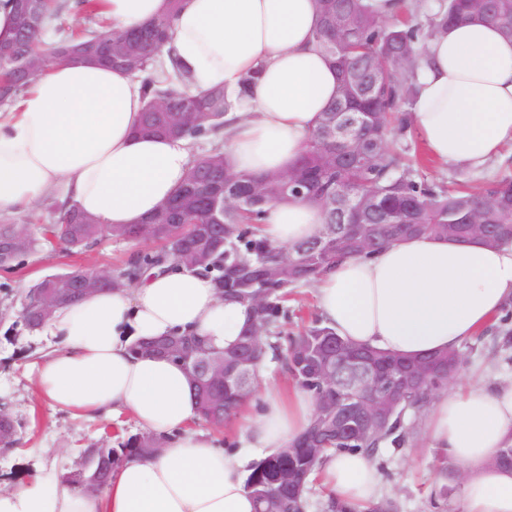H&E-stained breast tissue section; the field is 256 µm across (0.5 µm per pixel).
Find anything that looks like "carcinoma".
Segmentation results:
<instances>
[{
	"mask_svg": "<svg viewBox=\"0 0 512 512\" xmlns=\"http://www.w3.org/2000/svg\"><path fill=\"white\" fill-rule=\"evenodd\" d=\"M392 2L394 12L391 17L385 18L380 14L376 0H317L320 25L315 40L322 52L337 63L338 82H343L347 76L352 80L363 77V69L366 67L375 74L373 104L369 105L352 96L344 101V107L356 112L374 108L375 121L361 131V136L378 141V149L369 161L354 160L341 170L323 173V148L308 144L295 169V172L302 175L315 176L308 198L321 203L322 197L341 179L356 195L377 201L389 213L392 223L415 222L422 225L423 234L456 240L462 226L470 222V217L474 215L482 223L492 225L496 231L512 225V172H502L494 179L482 181L475 186L430 183L416 177L412 159L404 157L396 148L397 140L407 139L411 130V123L401 118V115L417 94L415 71L424 59L422 43L450 23L475 19L495 24L504 36L511 38L512 0H487L484 7L476 0H443L436 12L423 19L416 7L402 0ZM177 8V0H168V8L162 16L140 28L113 33L95 13L89 17L88 26L66 29L63 17L68 13L69 6L57 4L53 0H40L36 28L23 31L21 27H15L11 45L18 55H37L42 51V37L51 29L57 35L54 46L61 57L64 51L74 45L97 42L108 36L115 40L130 37L142 50V62L137 70L141 74L147 71L152 57L158 51L153 39L154 27L169 29ZM338 13L348 17V31L330 33L327 31L326 20ZM0 78L6 83L7 102L16 100L29 84L28 80L14 73V64L4 59H0ZM145 95L147 102L142 132L147 135H172L197 140L216 136L224 129V118L220 116L186 128L175 121L174 113L159 112L153 107L156 99L167 96L169 100L179 105L185 104L195 112L222 114L229 109L222 88H214L197 96H183L173 88H160L149 80L145 84ZM210 169L227 171L222 154L215 149L192 160L185 182L174 194L183 203V215L171 223L153 224V230L148 233L142 224L122 229L104 228L99 224H72L71 212L68 211L60 222L49 225L40 237L24 226L7 222L0 224V237L15 230L25 233L27 247L15 256L16 263L22 257L50 245L53 238L67 241L72 249L89 247L105 235L131 240L145 238L158 243V251L139 254L127 261L123 272L125 280L130 282L138 278L142 271L163 263L168 258V250L176 243L188 240L203 249L209 238L217 236L207 209L202 201L191 194L197 174ZM232 177L234 190L224 191V247L214 252L210 264L203 271L212 275L218 287L224 289L226 301L240 304L241 293L261 289L266 291V303L256 312V320L265 328V335L260 337L264 354H270L273 359L282 362L291 381L317 398L321 392L318 378L302 365L300 355L306 347H313L324 338H334L336 334L316 319L292 336L271 335V328L276 326L283 313L281 302L287 286L268 287L257 276L260 266L275 246L257 237L256 225L264 216L267 205L285 197V194L275 192L268 196L266 203L257 205L246 195L247 188L257 177L236 173ZM340 256V252L304 256L309 274L301 283H311ZM246 343V334L242 332L232 347L224 350L211 348L209 352L228 365L234 364L245 352ZM449 383L448 376L444 374L425 376L417 390L402 397L399 411L405 416L417 417L423 414L433 396L448 388ZM195 396L200 419L215 428L223 427L224 421L232 417L242 403L238 391L213 388L206 384L196 388ZM403 424L404 419L395 416L386 426L360 432L351 440L328 429L321 435L322 449L314 455L301 446V439L298 438L290 446L252 462L247 469L245 488L255 499L257 512H284L275 494L281 476L287 473L303 482L302 502L306 504L309 477L324 455L330 452L359 451L372 459L387 444L400 447L409 442L410 436L403 431ZM157 442L158 439L151 435L135 434L118 442L116 448L105 444L99 448L86 449L79 466L65 474L63 481L81 487L94 477L105 484L120 461L150 454ZM457 475L458 470L450 466L448 461H443L440 480L431 500L432 508L438 512H445L448 500L460 490ZM325 509L326 512H398V504L390 498H382L352 506L332 496Z\"/></svg>",
	"mask_w": 512,
	"mask_h": 512,
	"instance_id": "1",
	"label": "carcinoma"
}]
</instances>
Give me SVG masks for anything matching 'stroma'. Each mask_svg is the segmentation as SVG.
<instances>
[{"instance_id":"35a3bbf8","label":"stroma","mask_w":512,"mask_h":512,"mask_svg":"<svg viewBox=\"0 0 512 512\" xmlns=\"http://www.w3.org/2000/svg\"><path fill=\"white\" fill-rule=\"evenodd\" d=\"M507 169L512 171L511 160L492 162L487 170L475 174L455 166L443 167L428 159L419 167L418 175L451 186L490 179ZM156 249V243L150 241L137 243L105 236L84 250L71 251L61 245L45 248L27 255L11 270L0 269V406L24 424L19 444L0 452V481L25 480L38 468L51 465L58 473H65L77 467L84 450L121 434L138 433L137 424L127 415L114 420L76 418L36 400L31 393L29 373L47 351L49 340L26 330L20 315L27 290L45 276L76 268L116 274L133 254ZM284 307L287 316L281 321V329L288 334L318 316L315 292L307 284L291 286ZM501 330H512V302L506 305L492 331L460 344L463 366L459 380L474 373L484 375L491 383L512 380V347L498 343L496 336ZM417 424L415 417H407V427L414 430L410 443L386 450L375 465L383 497L396 499L402 512H434L430 498L434 469L442 452L428 447L424 436L416 431Z\"/></svg>"}]
</instances>
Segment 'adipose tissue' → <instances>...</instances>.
<instances>
[{
  "label": "adipose tissue",
  "mask_w": 512,
  "mask_h": 512,
  "mask_svg": "<svg viewBox=\"0 0 512 512\" xmlns=\"http://www.w3.org/2000/svg\"><path fill=\"white\" fill-rule=\"evenodd\" d=\"M113 29L161 15L165 0H97ZM315 0H180L169 39L149 70L180 72V89L223 87L229 126L215 137L233 171L253 176L295 168L338 72L318 48ZM412 124L429 157L473 172L512 157V38L475 21L449 26L424 43ZM249 87H242L246 75ZM141 79L100 65L52 60L26 92L0 111V217L59 192L106 227L142 223L184 181L189 143L145 137ZM322 209L305 198L269 205L260 234L287 249L318 235ZM323 323L355 345L408 358L445 351L493 324L512 301V245L460 243L433 235L349 256L314 280ZM249 320L220 297L212 277L168 259L122 287L56 309L44 330L54 340L34 375L37 396L85 418L130 415L163 445L132 457L101 490L58 483L48 472L0 488V512H255L245 488L254 454L287 447L316 410L295 384L265 371L259 410H238V449L196 429L198 408L186 370L133 343L189 329L218 349L235 343ZM430 447L465 473L450 512H512V470L490 466L512 441V382L480 381L438 392L424 413ZM350 503L377 499L379 476L360 452L323 459L315 474Z\"/></svg>",
  "instance_id": "adipose-tissue-1"
}]
</instances>
